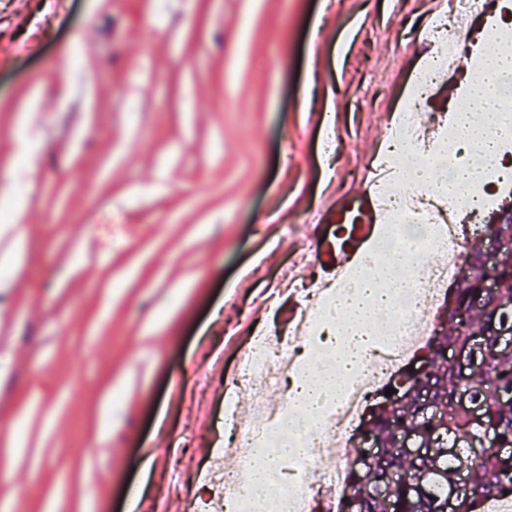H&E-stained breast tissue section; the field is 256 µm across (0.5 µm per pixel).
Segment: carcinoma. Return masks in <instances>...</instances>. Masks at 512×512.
I'll return each instance as SVG.
<instances>
[{"label":"carcinoma","instance_id":"1","mask_svg":"<svg viewBox=\"0 0 512 512\" xmlns=\"http://www.w3.org/2000/svg\"><path fill=\"white\" fill-rule=\"evenodd\" d=\"M491 275L501 288L486 294L483 279ZM512 303V249L504 248L497 264L485 267L483 251L474 249L465 257L448 289V301L421 356L427 370H407L395 381V398L383 397L364 423L362 435L379 443L382 452L373 459L371 471H350L352 496L347 512H441L448 490H456L458 512H481L485 501L512 496V453L489 454L481 441L486 427L496 432L495 447L512 448V348L501 347L494 333L504 324L512 326V312L502 305ZM470 313L464 323L460 314ZM486 334L479 365L469 376L444 356L448 349H464L474 331ZM439 409L448 421V440H441L440 424L420 415V404ZM476 407L480 416L470 415ZM421 431L440 452L410 458L399 449L404 433ZM470 462V480L457 483L462 460Z\"/></svg>","mask_w":512,"mask_h":512}]
</instances>
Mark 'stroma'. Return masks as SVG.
Masks as SVG:
<instances>
[{"instance_id":"obj_1","label":"stroma","mask_w":512,"mask_h":512,"mask_svg":"<svg viewBox=\"0 0 512 512\" xmlns=\"http://www.w3.org/2000/svg\"><path fill=\"white\" fill-rule=\"evenodd\" d=\"M421 0H0V512L202 491L216 390L427 63Z\"/></svg>"}]
</instances>
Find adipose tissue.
Here are the masks:
<instances>
[{
    "label": "adipose tissue",
    "instance_id": "adipose-tissue-1",
    "mask_svg": "<svg viewBox=\"0 0 512 512\" xmlns=\"http://www.w3.org/2000/svg\"><path fill=\"white\" fill-rule=\"evenodd\" d=\"M512 82V54L495 52L484 62L480 77L468 89V107L458 114V148L468 153V162L453 165L449 176L436 175V165L425 162L415 170L414 179L428 188L444 190L459 202H466L469 185L484 180L500 167L496 145L500 138L512 137V121H499L503 108V90ZM423 246L397 249L383 265H358L350 286L336 293L327 315L336 322L334 346L324 357L318 372L301 370L289 391L295 414L305 424L315 423L343 378L368 371L369 352L377 339V320L381 315L398 319L396 300L404 288V274L426 263ZM312 462L309 449L290 448L288 453L259 450L249 464V476L255 489L252 512H275L279 499L269 495L284 455Z\"/></svg>",
    "mask_w": 512,
    "mask_h": 512
}]
</instances>
